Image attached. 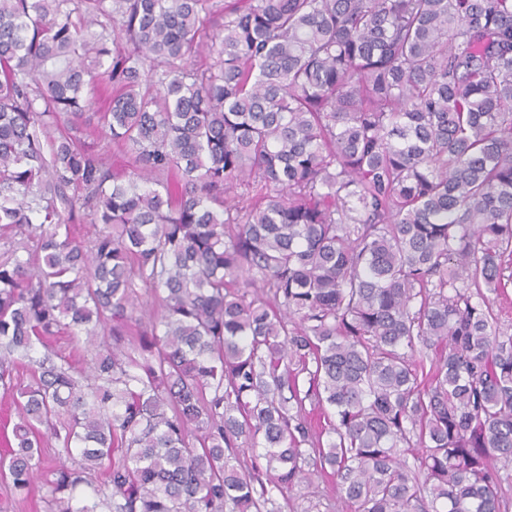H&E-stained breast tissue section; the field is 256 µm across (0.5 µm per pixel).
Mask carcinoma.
Returning a JSON list of instances; mask_svg holds the SVG:
<instances>
[{
  "label": "carcinoma",
  "mask_w": 512,
  "mask_h": 512,
  "mask_svg": "<svg viewBox=\"0 0 512 512\" xmlns=\"http://www.w3.org/2000/svg\"><path fill=\"white\" fill-rule=\"evenodd\" d=\"M511 283L512 0H0L14 494L272 512L317 473L353 512H501ZM102 105V99L98 95H95L94 97H90L88 107L86 108V124L90 123V126L88 127V130L84 132V135H82V143H84V146L92 151H97L100 149L99 139L97 138L96 134L92 131V127L94 126L96 122V115L95 112H98V109Z\"/></svg>",
  "instance_id": "1"
}]
</instances>
